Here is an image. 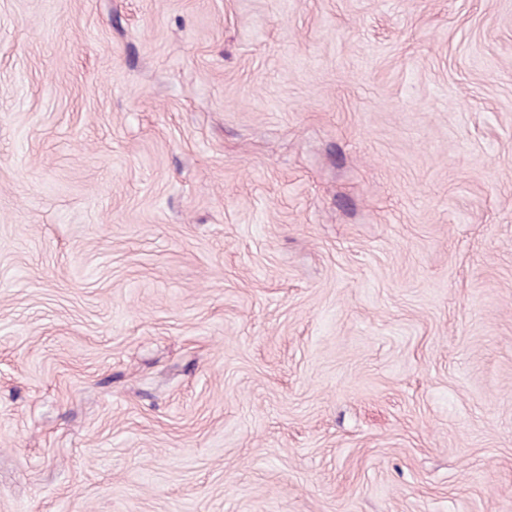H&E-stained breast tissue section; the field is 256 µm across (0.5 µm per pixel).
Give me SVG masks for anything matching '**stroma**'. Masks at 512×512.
Returning a JSON list of instances; mask_svg holds the SVG:
<instances>
[{
    "label": "stroma",
    "instance_id": "35a3bbf8",
    "mask_svg": "<svg viewBox=\"0 0 512 512\" xmlns=\"http://www.w3.org/2000/svg\"><path fill=\"white\" fill-rule=\"evenodd\" d=\"M0 512H512V0H0Z\"/></svg>",
    "mask_w": 512,
    "mask_h": 512
}]
</instances>
